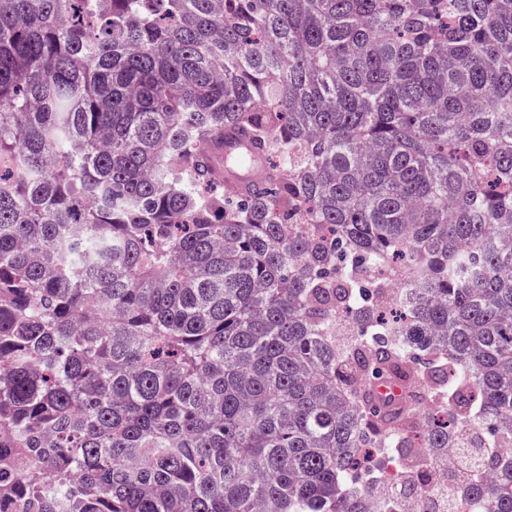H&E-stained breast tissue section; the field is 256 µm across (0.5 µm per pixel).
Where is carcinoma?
<instances>
[{
	"instance_id": "cac0c4a2",
	"label": "carcinoma",
	"mask_w": 512,
	"mask_h": 512,
	"mask_svg": "<svg viewBox=\"0 0 512 512\" xmlns=\"http://www.w3.org/2000/svg\"><path fill=\"white\" fill-rule=\"evenodd\" d=\"M0 160V512H512V0H0ZM216 171L218 176L224 180L226 185L234 186L238 189H247V186L257 182L262 178L265 171V163L258 162L247 168L241 169L236 172H229L225 168L223 170L222 165L215 159ZM458 448H444L440 451L429 448L427 463L429 467H435L436 478L430 487L422 493L408 495L403 492L404 485L408 481L407 469L399 460H391L386 457L382 462V472H385L384 480L378 481L382 488L378 494L372 497V502L377 511L382 512H417L426 511L423 507L430 503L432 510L444 512L449 508L452 512H473V504L470 499L462 494V484L458 480L448 479L447 473L454 470L455 458ZM448 457V462L445 461ZM443 473V476L441 474Z\"/></svg>"
}]
</instances>
